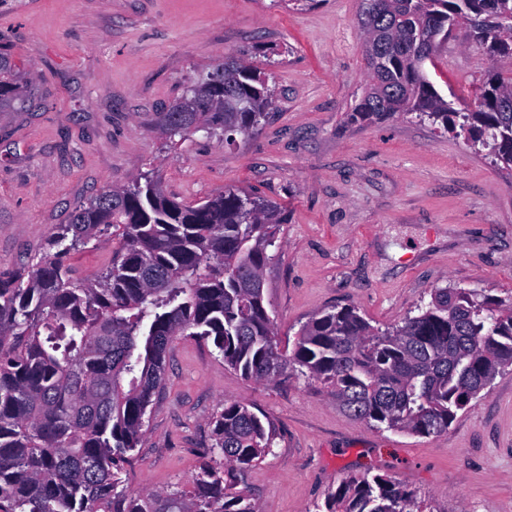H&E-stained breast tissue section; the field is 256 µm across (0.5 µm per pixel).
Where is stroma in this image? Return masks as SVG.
Instances as JSON below:
<instances>
[{
    "label": "stroma",
    "instance_id": "35a3bbf8",
    "mask_svg": "<svg viewBox=\"0 0 512 512\" xmlns=\"http://www.w3.org/2000/svg\"><path fill=\"white\" fill-rule=\"evenodd\" d=\"M361 10V0H0V52L39 97L31 111L0 112V270L37 263L76 207L150 170L188 205L233 186L284 209L264 271L281 340L333 306L391 327L446 285L512 303V173L414 114L351 121L368 82ZM228 57L266 75L269 121L231 145L202 131L165 136L161 113ZM502 66L463 26L426 71L463 111ZM118 247L93 239L66 262L89 278ZM228 401L279 430L244 478L262 512H315L363 474L411 489L424 512H512V366L425 437L349 418L314 381L248 380L178 336L125 486L189 489Z\"/></svg>",
    "mask_w": 512,
    "mask_h": 512
}]
</instances>
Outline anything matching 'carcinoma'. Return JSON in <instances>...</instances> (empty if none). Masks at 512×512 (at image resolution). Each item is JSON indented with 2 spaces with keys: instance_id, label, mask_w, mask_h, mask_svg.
Wrapping results in <instances>:
<instances>
[{
  "instance_id": "carcinoma-1",
  "label": "carcinoma",
  "mask_w": 512,
  "mask_h": 512,
  "mask_svg": "<svg viewBox=\"0 0 512 512\" xmlns=\"http://www.w3.org/2000/svg\"><path fill=\"white\" fill-rule=\"evenodd\" d=\"M368 87L351 120L415 112L512 172V68L474 86L475 109L456 110L429 80L453 31L467 25L485 55L512 60V0H362ZM19 68L0 54V110L25 107ZM162 131L198 126L235 134L269 118L273 90L237 60L207 72ZM285 216L239 188L200 204L167 195L148 172L105 188L56 225L53 253L0 271V512H260L241 488L272 452L274 423L227 402L212 420L192 490L130 492L120 477L145 435L176 336L213 345L249 380L320 382L350 417L431 436L512 366V306L473 289L435 288L431 300L385 329L353 307L311 318L292 347L276 339L263 271ZM119 232L122 247L90 280H77L70 251ZM323 512H423L415 494L381 475L351 476L328 492Z\"/></svg>"
}]
</instances>
